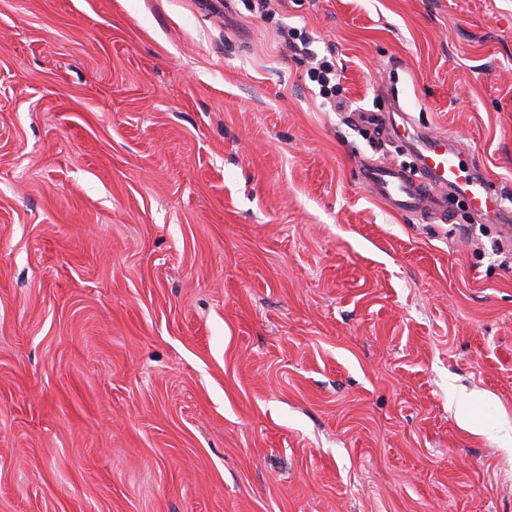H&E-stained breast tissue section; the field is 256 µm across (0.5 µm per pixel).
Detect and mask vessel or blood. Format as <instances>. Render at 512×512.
<instances>
[{"label": "vessel or blood", "instance_id": "b4317fda", "mask_svg": "<svg viewBox=\"0 0 512 512\" xmlns=\"http://www.w3.org/2000/svg\"><path fill=\"white\" fill-rule=\"evenodd\" d=\"M361 119L381 136L402 133L422 168L420 178L414 179L389 162L362 165L359 180L370 196L392 212L444 221L448 212L442 193L450 190L468 200L477 218L501 222L505 235L512 236V212L505 208L502 196L492 192L474 159L454 140L423 133L409 118L400 126L376 112L362 113Z\"/></svg>", "mask_w": 512, "mask_h": 512}]
</instances>
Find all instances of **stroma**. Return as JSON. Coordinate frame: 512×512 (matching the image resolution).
<instances>
[{
	"label": "stroma",
	"mask_w": 512,
	"mask_h": 512,
	"mask_svg": "<svg viewBox=\"0 0 512 512\" xmlns=\"http://www.w3.org/2000/svg\"><path fill=\"white\" fill-rule=\"evenodd\" d=\"M253 4L0 0V512H512V259L356 120L512 207V0ZM308 75L310 81L317 83L320 87V94L325 99L336 98V86L339 83H336V65L332 59L322 58L317 66L311 68ZM359 116L381 137L399 132L419 157L422 168L421 177L413 179L403 168L389 162L362 165L359 180L370 196L394 213L425 216L443 222L449 216L441 192L449 189L468 200L477 218L504 224L505 237L511 239V212L505 208L502 196L492 192L486 177L477 170L474 159L454 140L421 132L409 117L404 120L401 132V127L383 114L362 112Z\"/></svg>",
	"instance_id": "35a3bbf8"
}]
</instances>
